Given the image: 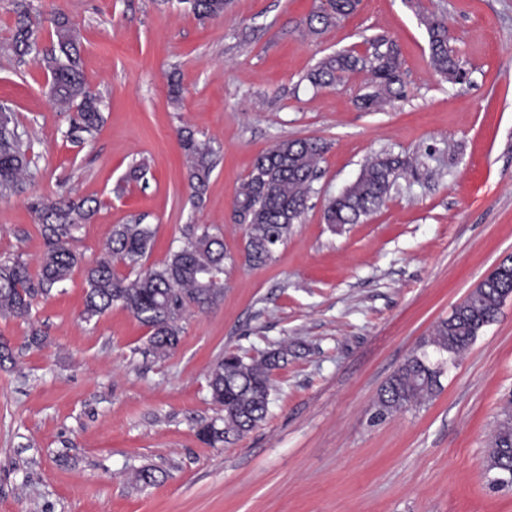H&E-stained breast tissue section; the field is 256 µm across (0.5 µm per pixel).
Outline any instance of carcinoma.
<instances>
[{
	"mask_svg": "<svg viewBox=\"0 0 512 512\" xmlns=\"http://www.w3.org/2000/svg\"><path fill=\"white\" fill-rule=\"evenodd\" d=\"M188 4L201 21L224 16L230 0H179ZM360 0H318L308 15V31L319 35L352 15ZM429 35L430 64L434 72L450 83L464 82L461 68L449 44L448 20L423 16ZM43 22L32 18L31 5L19 0L12 34V49L20 57L36 54L50 77L53 103L72 116L73 133L90 134L102 125L98 96L85 80L81 63V36L65 16L47 19L50 45L36 50ZM372 52L358 56L337 52L321 59L306 75L317 90L335 86L344 75L362 66L369 70L371 91L361 107L377 112L405 96L402 62L393 41L385 35L369 41ZM180 146L187 165V181L193 203L203 201L217 166V151L207 140L184 128ZM30 142L18 131L13 112H0V196L20 190L32 176L28 152ZM328 151L327 142L317 138L284 139L259 155L249 174L236 190V215L246 220L245 255L252 266H263L274 254L268 247L287 242L293 225L301 222L308 209L313 182L318 178L319 159ZM403 162L378 157L368 163L353 190L346 196L330 198L325 206L326 223L356 224L378 210L390 187L400 176ZM30 207L44 239V251L37 273L16 257L0 261V315L30 323L36 299L70 279L81 257L74 248L77 233L101 207L96 198L70 195H40ZM155 231L148 224H119L105 244L104 254L84 269L87 285L81 318L90 322L113 304L122 303L144 326L150 328L148 351L158 358L168 356L180 342V320L185 311L204 312L224 295V241L220 228L189 224L181 247L160 265L144 267ZM122 263L132 274L120 276L114 266ZM481 280L454 309L436 324L424 346L440 360L433 362L426 351L411 353L382 387L379 414L406 410L440 389L444 366L469 347L481 330L496 321L500 306L512 297V255ZM288 347L272 350L261 359L246 361L229 354L218 359L208 374L213 402L224 412L217 421L201 428L199 437L210 447L228 442L253 430L263 421L272 403V373L287 361ZM485 471L493 483L512 485V396L502 401L486 450Z\"/></svg>",
	"mask_w": 512,
	"mask_h": 512,
	"instance_id": "1",
	"label": "carcinoma"
}]
</instances>
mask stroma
I'll use <instances>...</instances> for the list:
<instances>
[{
	"label": "stroma",
	"instance_id": "obj_1",
	"mask_svg": "<svg viewBox=\"0 0 512 512\" xmlns=\"http://www.w3.org/2000/svg\"><path fill=\"white\" fill-rule=\"evenodd\" d=\"M69 17L104 123L83 144L46 94L48 76L9 47L16 0H0V101L33 144L34 178L0 197V259L36 263L44 249L29 203L72 191L104 205L75 243L96 260L117 224L155 230L147 266L183 243L189 224L220 228L224 296L187 312L178 347L147 353L148 332L114 304L86 323L82 269L39 298L32 323L0 317V512H512L484 456L498 407L512 393V298L482 329L426 403L378 417L387 379L454 306L512 255V0H361L321 35L316 0H232L200 22L179 0H30ZM447 17L468 73L443 81L421 13ZM391 37L406 96L358 108L369 73L313 90L307 73L342 50L370 54ZM186 88L182 105L169 79ZM219 152L193 205L181 128ZM330 148L301 224L262 267L245 258L236 189L256 157L283 139ZM407 163L383 206L331 227L329 198L378 156ZM147 160L138 180L130 166ZM125 183L115 195L117 183ZM41 331V345L30 342ZM288 347L267 419L209 447L200 428L220 417L207 376L224 353L245 359ZM159 480L140 486V468Z\"/></svg>",
	"mask_w": 512,
	"mask_h": 512
}]
</instances>
